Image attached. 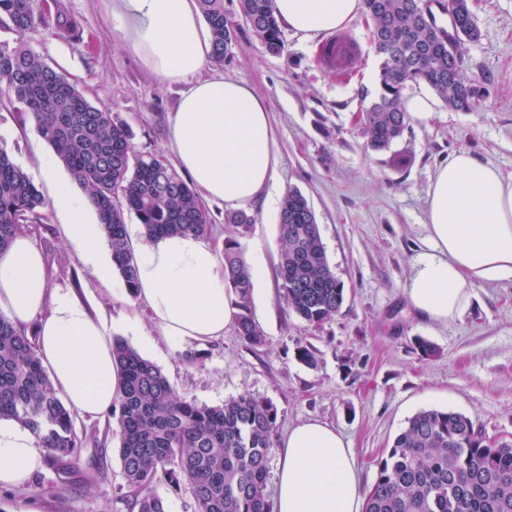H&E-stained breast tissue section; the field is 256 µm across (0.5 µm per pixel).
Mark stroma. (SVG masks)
Masks as SVG:
<instances>
[{"label": "stroma", "instance_id": "35a3bbf8", "mask_svg": "<svg viewBox=\"0 0 512 512\" xmlns=\"http://www.w3.org/2000/svg\"><path fill=\"white\" fill-rule=\"evenodd\" d=\"M78 25V36L60 32L55 9L32 0L47 22L17 36L0 21V45L24 40L86 99L129 124L135 152L174 162L171 121L183 84L149 73L109 27L102 0H58ZM478 40L461 49V72L480 90L482 106L460 112L436 99L428 123H410L391 150L368 148L359 117L378 92L379 61L364 17L344 31L360 50L356 68L328 64L323 46L284 31L285 49L267 51L240 15L238 0H224L235 30L218 69L250 86L267 104L275 128L278 167L274 182L244 209L256 222L241 245L266 267L254 284L251 309L265 342L251 346L235 329L207 345H170L146 319L120 277L101 282L64 236L63 218L46 206L24 233L43 252L50 285L69 290L92 315L115 327V336L158 366L176 395L216 406L241 395L271 400L277 431L317 419L350 442L364 489L407 420L423 409L453 410L490 437L512 438V283L474 288L460 319L435 324L412 313L405 287L412 260L427 244V193L439 163L465 149L512 174V0H476ZM0 148L50 196L40 156L51 149L32 117H19L12 95L0 91ZM408 152L406 163L395 154ZM301 192L319 224L328 261L346 299L329 322L313 327L289 311L278 273V216L284 195ZM436 352L423 355L417 339ZM316 351L317 363L298 358L299 346ZM193 360H186V353ZM86 441L69 458L73 483L62 500L30 499L27 487H0L5 512H127V487L109 415L75 417Z\"/></svg>", "mask_w": 512, "mask_h": 512}]
</instances>
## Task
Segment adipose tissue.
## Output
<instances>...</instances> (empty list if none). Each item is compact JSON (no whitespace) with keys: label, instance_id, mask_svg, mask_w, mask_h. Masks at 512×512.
<instances>
[{"label":"adipose tissue","instance_id":"1","mask_svg":"<svg viewBox=\"0 0 512 512\" xmlns=\"http://www.w3.org/2000/svg\"><path fill=\"white\" fill-rule=\"evenodd\" d=\"M277 19L313 42L349 26L362 0H273ZM124 43L159 79L190 80L171 129L180 171L207 202L242 204L272 181L275 132L264 101L214 71L212 34L197 0H104ZM209 77H202V70ZM54 208L65 214L67 238L101 280L113 268L99 253L101 226L85 195L59 188ZM428 250L419 253L405 288L420 317L448 323L467 309L477 286L512 281V178L459 150L441 164L428 191ZM136 300L168 342L200 345L223 339L234 324L236 297L224 265L203 237L172 235L135 251ZM0 313L15 327L36 326V350L54 389L80 416L108 410L120 393V373L104 321L88 315L69 293L50 285L43 253L16 234L0 252ZM274 512H360L363 499L354 454L335 427L306 420L276 445ZM35 437L0 418V485L20 487L39 470Z\"/></svg>","mask_w":512,"mask_h":512}]
</instances>
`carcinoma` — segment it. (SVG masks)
I'll return each mask as SVG.
<instances>
[{"instance_id": "1", "label": "carcinoma", "mask_w": 512, "mask_h": 512, "mask_svg": "<svg viewBox=\"0 0 512 512\" xmlns=\"http://www.w3.org/2000/svg\"><path fill=\"white\" fill-rule=\"evenodd\" d=\"M221 61L234 32L224 0H198ZM246 23L272 54L285 48L272 0H239ZM371 21L370 40L380 58V92L361 113L367 146L384 151L409 125L401 92L409 82L429 85L454 111L481 105L478 90L460 70L459 47L479 37L471 0H458L452 29L438 25L444 0H363ZM0 18L20 36L0 46V87L10 91L35 121L39 136L83 188L97 211L115 272L129 294L136 286L135 257L126 219L135 215L150 239L163 234L205 233L208 213L189 183L162 157L137 154L129 126L108 109L92 105L63 74L23 40L39 21L31 0H0ZM456 44L448 60V42ZM44 199L24 170L0 149V251L23 225L41 218ZM280 216L279 277L284 299L312 326L331 320L344 302V284L329 264L319 225L298 191L284 196ZM224 242L226 288L238 297L236 333L259 346L264 333L251 312L252 271L240 240L254 217L230 211ZM121 371L122 393L112 404L118 451L128 488L129 512H169L155 492L164 482L188 489L196 512H272L266 497L268 462L278 411L269 400L240 396L219 406H198L179 398L155 364L126 340L112 341ZM28 429L46 451V462L64 491V458L78 453L71 411L57 397L32 337L0 314V418ZM363 512H512V440L491 444L473 422L452 410L423 409L409 418L379 463Z\"/></svg>"}]
</instances>
